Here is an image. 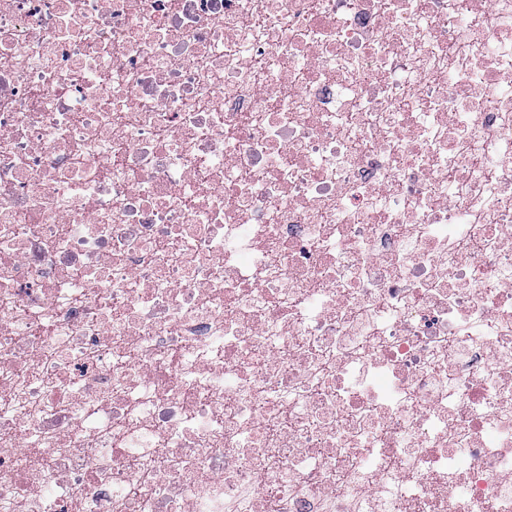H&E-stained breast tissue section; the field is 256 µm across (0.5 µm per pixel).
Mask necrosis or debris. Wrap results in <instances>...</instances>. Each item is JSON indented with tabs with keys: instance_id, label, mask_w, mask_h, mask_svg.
<instances>
[{
	"instance_id": "obj_1",
	"label": "necrosis or debris",
	"mask_w": 512,
	"mask_h": 512,
	"mask_svg": "<svg viewBox=\"0 0 512 512\" xmlns=\"http://www.w3.org/2000/svg\"><path fill=\"white\" fill-rule=\"evenodd\" d=\"M0 512H512V0H0Z\"/></svg>"
}]
</instances>
